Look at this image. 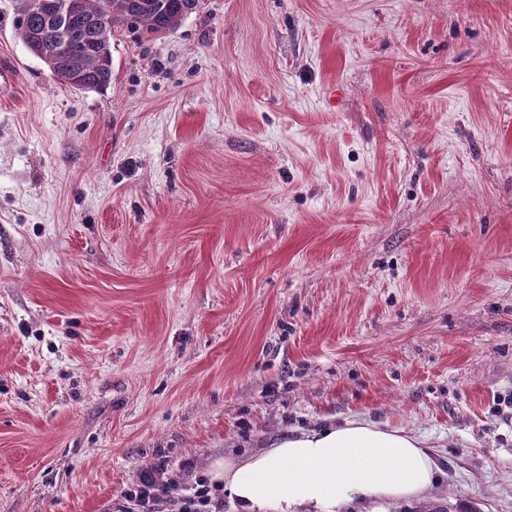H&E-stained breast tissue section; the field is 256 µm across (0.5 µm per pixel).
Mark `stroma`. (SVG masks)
<instances>
[{"label":"stroma","mask_w":512,"mask_h":512,"mask_svg":"<svg viewBox=\"0 0 512 512\" xmlns=\"http://www.w3.org/2000/svg\"><path fill=\"white\" fill-rule=\"evenodd\" d=\"M0 512H137L355 415L512 512V0H202L55 82L0 0ZM168 478L149 474L127 494L128 498L136 502L139 512H158L161 496L167 489Z\"/></svg>","instance_id":"obj_1"}]
</instances>
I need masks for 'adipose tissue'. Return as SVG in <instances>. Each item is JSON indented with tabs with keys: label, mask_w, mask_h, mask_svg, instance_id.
Here are the masks:
<instances>
[{
	"label": "adipose tissue",
	"mask_w": 512,
	"mask_h": 512,
	"mask_svg": "<svg viewBox=\"0 0 512 512\" xmlns=\"http://www.w3.org/2000/svg\"><path fill=\"white\" fill-rule=\"evenodd\" d=\"M216 474L241 512H291L304 504L335 506L358 497L408 500L435 481L419 438L352 419L283 440L265 452L225 460Z\"/></svg>",
	"instance_id": "obj_1"
}]
</instances>
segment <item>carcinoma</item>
I'll return each mask as SVG.
<instances>
[{"mask_svg": "<svg viewBox=\"0 0 512 512\" xmlns=\"http://www.w3.org/2000/svg\"><path fill=\"white\" fill-rule=\"evenodd\" d=\"M200 7V0H81L61 34L53 12H32L14 0V26L25 48L74 90L104 89L112 80V29L163 35Z\"/></svg>", "mask_w": 512, "mask_h": 512, "instance_id": "carcinoma-1", "label": "carcinoma"}]
</instances>
